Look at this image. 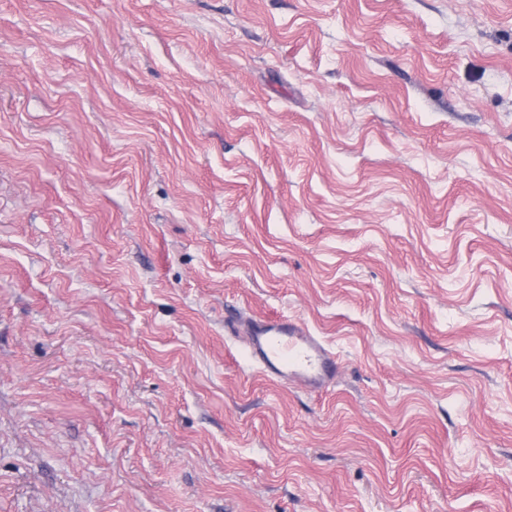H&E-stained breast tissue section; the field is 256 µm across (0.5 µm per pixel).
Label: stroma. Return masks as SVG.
I'll return each mask as SVG.
<instances>
[{"mask_svg":"<svg viewBox=\"0 0 512 512\" xmlns=\"http://www.w3.org/2000/svg\"><path fill=\"white\" fill-rule=\"evenodd\" d=\"M0 512H512V0H0ZM243 336L252 361L272 380L322 390L336 379V354L295 319L242 316L225 322Z\"/></svg>","mask_w":512,"mask_h":512,"instance_id":"stroma-1","label":"stroma"}]
</instances>
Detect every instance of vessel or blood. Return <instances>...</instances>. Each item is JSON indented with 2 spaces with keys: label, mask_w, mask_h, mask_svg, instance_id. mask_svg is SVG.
<instances>
[{
  "label": "vessel or blood",
  "mask_w": 512,
  "mask_h": 512,
  "mask_svg": "<svg viewBox=\"0 0 512 512\" xmlns=\"http://www.w3.org/2000/svg\"><path fill=\"white\" fill-rule=\"evenodd\" d=\"M229 328L245 338L252 361L277 383L322 390L336 379L335 353L298 320L243 316Z\"/></svg>",
  "instance_id": "b4317fda"
}]
</instances>
